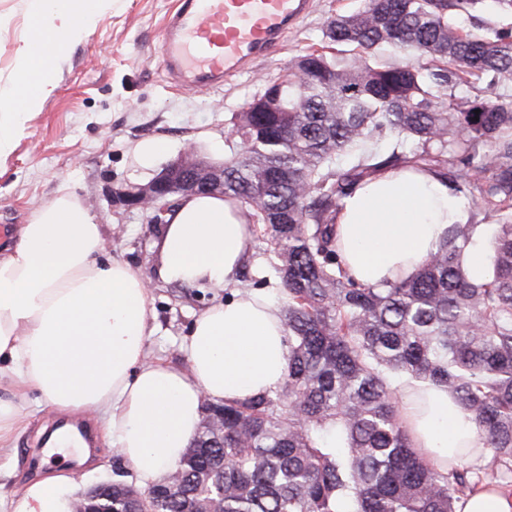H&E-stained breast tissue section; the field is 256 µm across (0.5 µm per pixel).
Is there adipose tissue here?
<instances>
[{"label": "adipose tissue", "mask_w": 512, "mask_h": 512, "mask_svg": "<svg viewBox=\"0 0 512 512\" xmlns=\"http://www.w3.org/2000/svg\"><path fill=\"white\" fill-rule=\"evenodd\" d=\"M27 35L0 82V159L29 115L56 89L60 60L84 40L112 0H25ZM56 51L40 55L33 34ZM468 205L428 170L388 169L342 202L336 245L349 276L375 286L412 275ZM251 227L220 195L184 197L166 215L159 274L228 286L248 258ZM157 333L151 289L129 263L109 257L104 230L69 188L36 209L0 248V447L30 405L94 419L147 489L164 483L200 431L204 401L233 404L280 390L288 331L279 303L254 289L234 292L191 323L180 350L187 367L147 357ZM412 445L441 467L484 450L475 425L447 390H400ZM75 479L51 471L18 490L0 488V512H71Z\"/></svg>", "instance_id": "adipose-tissue-1"}]
</instances>
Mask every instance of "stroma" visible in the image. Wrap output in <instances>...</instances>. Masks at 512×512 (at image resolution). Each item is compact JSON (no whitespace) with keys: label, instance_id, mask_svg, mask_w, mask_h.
<instances>
[{"label":"stroma","instance_id":"obj_1","mask_svg":"<svg viewBox=\"0 0 512 512\" xmlns=\"http://www.w3.org/2000/svg\"><path fill=\"white\" fill-rule=\"evenodd\" d=\"M180 0H112L93 33L72 46L61 60L57 89L34 112L12 153L0 160V229L16 232L29 223L38 205L70 185L102 224L109 256L138 267L151 287L158 332L149 355L179 366L187 361L179 351L192 320L238 290L263 282L278 295L280 282L270 266L266 244L253 238L245 275L223 288L207 283L184 285L158 274L155 244L163 227L147 223L143 213L121 202L131 187L149 182L195 147L208 160L223 162L233 113L243 111L265 81L287 73L293 59L320 47L322 30L332 15L359 8L362 0H314L312 11L271 53L248 73L205 94L170 87L158 60L162 30ZM0 77L13 66L14 49L26 30L24 0H0ZM450 18L471 30L512 28V12L497 0H481L470 11L453 10ZM162 138L165 153L145 163L135 146ZM86 425L84 416L31 415L30 426L10 448L0 449V483L12 488L35 478L41 469L65 467L74 473L78 491L129 475L128 464L100 435H93L85 455L51 453L43 429Z\"/></svg>","mask_w":512,"mask_h":512}]
</instances>
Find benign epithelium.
Segmentation results:
<instances>
[{"mask_svg":"<svg viewBox=\"0 0 512 512\" xmlns=\"http://www.w3.org/2000/svg\"><path fill=\"white\" fill-rule=\"evenodd\" d=\"M222 186V171L200 157L192 147L164 168L148 183L123 193L121 201L127 210L149 214L148 223L163 224L168 212L167 198L173 193L182 195L215 193ZM106 485L80 493L72 504V512H108L101 504Z\"/></svg>","mask_w":512,"mask_h":512,"instance_id":"1","label":"benign epithelium"}]
</instances>
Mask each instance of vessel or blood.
<instances>
[{"label": "vessel or blood", "mask_w": 512, "mask_h": 512, "mask_svg": "<svg viewBox=\"0 0 512 512\" xmlns=\"http://www.w3.org/2000/svg\"><path fill=\"white\" fill-rule=\"evenodd\" d=\"M311 0H182L159 48L173 87L211 91L250 70L308 15Z\"/></svg>", "instance_id": "1"}]
</instances>
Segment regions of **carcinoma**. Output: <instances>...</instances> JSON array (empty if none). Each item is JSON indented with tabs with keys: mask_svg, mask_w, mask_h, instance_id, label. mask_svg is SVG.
<instances>
[{
	"mask_svg": "<svg viewBox=\"0 0 512 512\" xmlns=\"http://www.w3.org/2000/svg\"><path fill=\"white\" fill-rule=\"evenodd\" d=\"M479 0H364L330 18L256 112L231 118L224 197L259 229L284 296V386L202 425L175 486L104 490L113 512H456L476 490L412 448L399 411L408 379L448 390L490 466L512 475V103L457 96L466 75L512 81V31H465L448 7ZM404 52L408 61L377 57ZM384 168L434 170L492 228L453 224L408 279L366 286L336 249L342 200ZM481 231L486 264L467 258Z\"/></svg>",
	"mask_w": 512,
	"mask_h": 512,
	"instance_id": "cac0c4a2",
	"label": "carcinoma"
}]
</instances>
